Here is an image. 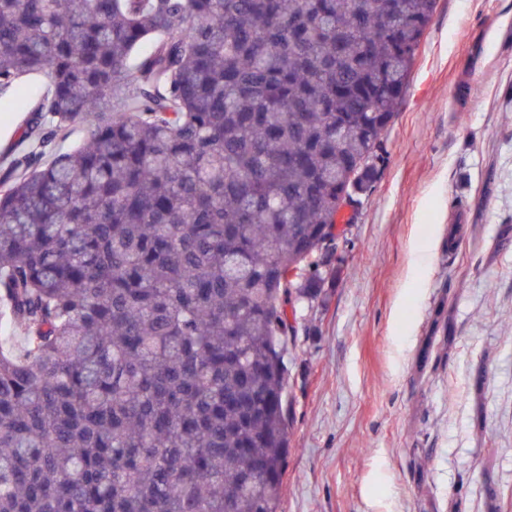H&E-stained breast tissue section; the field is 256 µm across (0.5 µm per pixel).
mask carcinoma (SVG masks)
<instances>
[{
	"mask_svg": "<svg viewBox=\"0 0 512 512\" xmlns=\"http://www.w3.org/2000/svg\"><path fill=\"white\" fill-rule=\"evenodd\" d=\"M435 7L0 0V94L45 77L0 176V512H279L288 272L374 187Z\"/></svg>",
	"mask_w": 512,
	"mask_h": 512,
	"instance_id": "obj_1",
	"label": "carcinoma"
}]
</instances>
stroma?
<instances>
[{"mask_svg":"<svg viewBox=\"0 0 512 512\" xmlns=\"http://www.w3.org/2000/svg\"><path fill=\"white\" fill-rule=\"evenodd\" d=\"M383 149L288 339L282 510L512 512V0H437Z\"/></svg>","mask_w":512,"mask_h":512,"instance_id":"1","label":"stroma"}]
</instances>
